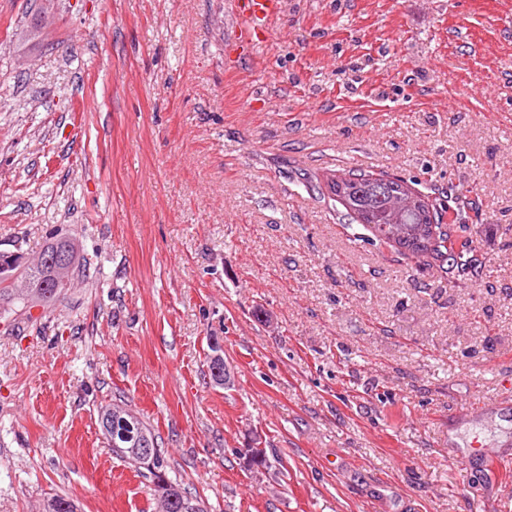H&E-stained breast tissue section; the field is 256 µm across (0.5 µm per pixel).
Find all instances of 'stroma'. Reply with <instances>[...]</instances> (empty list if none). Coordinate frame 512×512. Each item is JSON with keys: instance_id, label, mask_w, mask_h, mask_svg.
<instances>
[{"instance_id": "1", "label": "stroma", "mask_w": 512, "mask_h": 512, "mask_svg": "<svg viewBox=\"0 0 512 512\" xmlns=\"http://www.w3.org/2000/svg\"><path fill=\"white\" fill-rule=\"evenodd\" d=\"M234 25L0 0V251L87 261L0 312V512H157L98 423L121 402L209 512H512V465L452 455L512 454V0H281L228 68ZM348 170L458 198L477 273L345 223L318 182ZM43 254L52 256L53 254L70 257L76 267H80V255H78L75 242L69 237L52 238L46 247L42 250Z\"/></svg>"}]
</instances>
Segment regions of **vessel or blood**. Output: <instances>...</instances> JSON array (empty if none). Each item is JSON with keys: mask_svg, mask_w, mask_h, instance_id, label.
Wrapping results in <instances>:
<instances>
[{"mask_svg": "<svg viewBox=\"0 0 512 512\" xmlns=\"http://www.w3.org/2000/svg\"><path fill=\"white\" fill-rule=\"evenodd\" d=\"M236 34L225 49V57L235 60L252 54L266 38L273 19L280 14L281 0H234Z\"/></svg>", "mask_w": 512, "mask_h": 512, "instance_id": "1", "label": "vessel or blood"}]
</instances>
